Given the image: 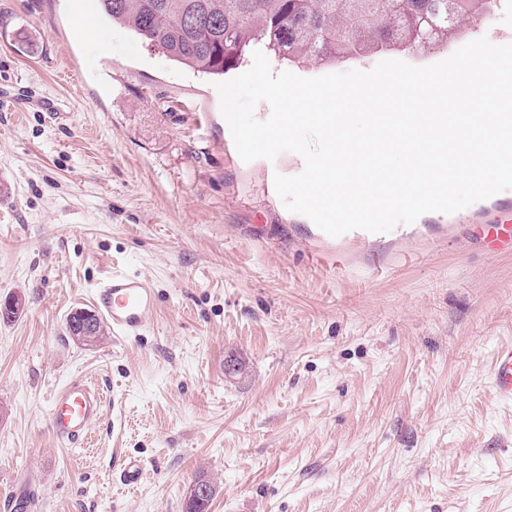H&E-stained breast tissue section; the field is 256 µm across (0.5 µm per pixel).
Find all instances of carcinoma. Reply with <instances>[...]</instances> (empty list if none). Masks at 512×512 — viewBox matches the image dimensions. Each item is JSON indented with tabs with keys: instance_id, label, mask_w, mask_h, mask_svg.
<instances>
[{
	"instance_id": "cac0c4a2",
	"label": "carcinoma",
	"mask_w": 512,
	"mask_h": 512,
	"mask_svg": "<svg viewBox=\"0 0 512 512\" xmlns=\"http://www.w3.org/2000/svg\"><path fill=\"white\" fill-rule=\"evenodd\" d=\"M173 61L222 76L263 44L288 62H332L388 51L420 52L454 39L491 0H97Z\"/></svg>"
}]
</instances>
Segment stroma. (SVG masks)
<instances>
[{
  "label": "stroma",
  "mask_w": 512,
  "mask_h": 512,
  "mask_svg": "<svg viewBox=\"0 0 512 512\" xmlns=\"http://www.w3.org/2000/svg\"><path fill=\"white\" fill-rule=\"evenodd\" d=\"M215 82L96 0H0V301L25 302L0 321V491L26 481L33 512H183L204 476L208 512H512V402L489 378L512 256L475 233L512 189L335 249L275 192L302 158L243 162ZM113 269L147 279L155 315L80 344L66 319ZM75 375L105 413L67 447L48 415ZM144 477L145 470L141 462L135 457L125 456L120 469L122 483L130 487H136L141 484Z\"/></svg>",
  "instance_id": "1"
}]
</instances>
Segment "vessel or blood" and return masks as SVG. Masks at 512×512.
<instances>
[{
  "instance_id": "1",
  "label": "vessel or blood",
  "mask_w": 512,
  "mask_h": 512,
  "mask_svg": "<svg viewBox=\"0 0 512 512\" xmlns=\"http://www.w3.org/2000/svg\"><path fill=\"white\" fill-rule=\"evenodd\" d=\"M485 234L492 253L512 254V208L500 209L493 222L486 225ZM92 300L99 315L111 323L113 334L121 340L141 336L156 307L148 281L118 269L106 274L95 286ZM490 381L499 397L512 401V343L497 349ZM104 408L105 400L97 387L84 377H72L53 397L48 429L56 441L78 445ZM144 477L141 462L125 456L120 469L122 483L135 487Z\"/></svg>"
}]
</instances>
